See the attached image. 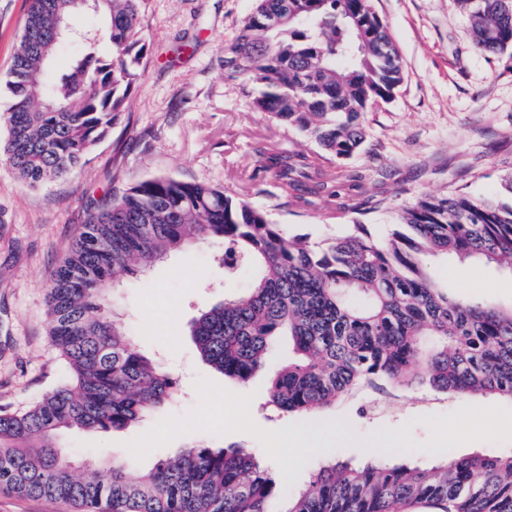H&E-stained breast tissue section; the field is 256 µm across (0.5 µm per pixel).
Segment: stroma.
Returning <instances> with one entry per match:
<instances>
[{"label": "stroma", "mask_w": 512, "mask_h": 512, "mask_svg": "<svg viewBox=\"0 0 512 512\" xmlns=\"http://www.w3.org/2000/svg\"><path fill=\"white\" fill-rule=\"evenodd\" d=\"M253 7V0H144L147 57L111 136L70 176L38 188L0 161V411L26 408L67 378L49 336L46 288L88 209L128 185L168 175L220 186L313 242L352 224L386 231L421 194L504 196L512 171V51L476 48L458 0H373L403 80L391 101L366 114L361 150L343 164L325 162L332 195H284L260 168L263 150L313 155L318 147L256 112L242 80L224 75V48ZM27 8L28 0H0V111L10 103L3 83ZM215 252L205 242L188 246L117 291L110 314L174 377L181 397L124 430L62 434L61 446L77 462L107 457L141 470L201 440L253 449L295 490L319 457L339 451L360 459L371 446L454 457L512 449V403L492 398L419 390L396 400L367 394L306 420L273 414L266 383L290 356L287 341L269 351L263 373L239 385L200 359L189 332L201 307L246 285L225 281ZM434 269L457 293L512 298L510 273L457 261ZM240 398L249 401L242 418ZM291 431L315 433L313 447L280 449Z\"/></svg>", "instance_id": "obj_1"}]
</instances>
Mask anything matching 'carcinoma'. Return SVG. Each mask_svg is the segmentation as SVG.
Segmentation results:
<instances>
[{
    "instance_id": "1",
    "label": "carcinoma",
    "mask_w": 512,
    "mask_h": 512,
    "mask_svg": "<svg viewBox=\"0 0 512 512\" xmlns=\"http://www.w3.org/2000/svg\"><path fill=\"white\" fill-rule=\"evenodd\" d=\"M0 113V159L36 187L82 167L121 119L147 55L142 0H28ZM224 49V73L258 89L253 107L343 161L363 146V118L394 98L399 54L372 0H254ZM472 39L512 50V0H459ZM78 12L94 23L77 28ZM77 43L53 69L62 46ZM263 154L285 193H330L319 161ZM508 199L422 195L389 232L364 224L311 243L267 212L205 183L159 175L99 204L78 229L49 288L50 336L68 368L62 384L19 412H0V491L49 498L79 512H512V451L458 459H335L293 491L247 448L193 442L147 471L122 461L77 473L63 429L120 430L169 402L176 382L140 353L111 291L187 243L220 247L224 280L244 291L202 309L190 333L200 358L247 384L289 337L295 357L271 379L266 404L302 417L361 390L429 389L512 402V301L464 298L438 281L436 258L512 273ZM279 500L273 511L269 504Z\"/></svg>"
}]
</instances>
